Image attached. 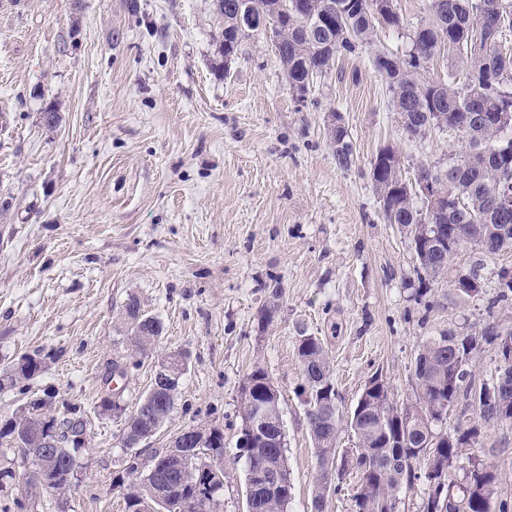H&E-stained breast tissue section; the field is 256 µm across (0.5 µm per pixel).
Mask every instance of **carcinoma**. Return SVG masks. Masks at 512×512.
Wrapping results in <instances>:
<instances>
[{"label": "carcinoma", "instance_id": "carcinoma-1", "mask_svg": "<svg viewBox=\"0 0 512 512\" xmlns=\"http://www.w3.org/2000/svg\"><path fill=\"white\" fill-rule=\"evenodd\" d=\"M256 15L270 16L275 0H213V11L222 21L219 52L228 63L238 57L243 41L259 33L241 27L238 13L243 3ZM428 20L410 35V46L401 55L375 51L370 63L385 81L402 129L409 138L431 131H453L464 143L461 153L445 165L422 163L415 181L403 178V161L390 145L380 148L370 161V178L388 224L400 225L410 239L416 256L418 282L414 299L433 308L427 300L431 288L448 275L458 251L468 245L487 258L512 250V0H427ZM280 45L277 56L293 96L307 98L314 80L331 71L337 58L355 55L371 46L376 28L399 30L404 21L393 0H289L288 13L277 17ZM453 59L460 68L448 72V80L423 79L430 64L440 58ZM326 142L336 166L349 170L357 160L356 146L347 128L328 126ZM430 179L437 191L448 197V211L434 213L419 194V181ZM448 288L463 301L486 292L479 270L460 271ZM269 297L258 313L266 328L279 311L282 286H267ZM121 319L130 330L131 351L145 354L163 333L161 320L146 312L139 298L129 295L122 305ZM512 338V328L487 323L475 330L450 327L429 337L418 353L411 373L414 399L409 403L394 398L386 379L371 376L349 410L338 404L330 357L324 343L303 330L296 337V354L308 393L305 403L309 434L316 448L319 475L313 505L323 512L326 497L337 489L335 481L355 471L359 485L353 499L360 512H399V492L405 486L424 482L425 472L443 473V490L434 494L424 489L421 512H490L494 496L493 466L480 456L481 425L458 419L453 429L445 428L448 411L478 406L484 422L497 421L501 412L512 411V383L491 401L477 403L483 390L500 380L507 359L502 337ZM494 345L498 367L490 378L477 384L470 368L474 352ZM54 354L24 355L0 375V392L18 391L26 396L27 408L0 420V444H13L20 423H25L27 443L37 445L35 435L44 432V421L59 417L60 429L77 433L84 421L77 406L65 411L40 402L32 394L35 381L48 367ZM167 354L158 362L149 389L151 405L132 410L124 398H101L104 416L127 414L123 442L141 443L153 437L174 407L185 371L170 364ZM241 434L234 460L245 470H264L272 475L254 484L246 497V512H286L292 497L280 393L261 366L245 376L239 388ZM190 429L207 434L209 458H224V430L217 425H194ZM355 439V454L339 450L340 436ZM195 435L175 447L156 448L143 455L140 448L125 449L121 470L112 476V486L123 491L125 512H195L187 503L192 496L202 459L194 453ZM470 449L468 467L454 478L452 467L464 449ZM80 446L61 441L48 449L50 470L57 486L66 489L65 476L79 468ZM161 483L172 489L170 506L161 507L150 495V485Z\"/></svg>", "mask_w": 512, "mask_h": 512}]
</instances>
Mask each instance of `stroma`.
<instances>
[{
  "label": "stroma",
  "instance_id": "1",
  "mask_svg": "<svg viewBox=\"0 0 512 512\" xmlns=\"http://www.w3.org/2000/svg\"><path fill=\"white\" fill-rule=\"evenodd\" d=\"M129 1L0 0V371L22 354L59 351L35 387L80 406L91 436L80 480L22 509L28 467L0 447V469L17 474L0 483V512H124L112 476L125 418L99 415L97 403L130 347L118 314L131 294L164 331L129 369L127 404L161 356L188 355L150 447L204 423L234 447L239 385L262 366L281 393L288 512H314L299 330L324 340L347 409L377 372L397 400L410 399L420 348L449 324L512 327V300L460 305L439 291L423 312L409 286L414 251L384 222L369 177L383 146L400 150L410 179L461 144L445 131L407 138L368 54L337 60L301 103L262 37L224 61L212 0H134V11ZM393 5L404 26L379 29L376 46L401 53L427 13L423 0ZM333 111L357 149L347 171L325 142ZM275 280L280 311L262 329ZM481 445L498 474L493 502L512 512V424L485 425Z\"/></svg>",
  "mask_w": 512,
  "mask_h": 512
}]
</instances>
